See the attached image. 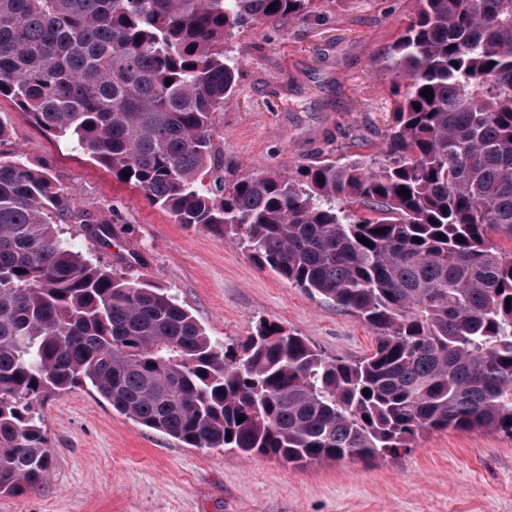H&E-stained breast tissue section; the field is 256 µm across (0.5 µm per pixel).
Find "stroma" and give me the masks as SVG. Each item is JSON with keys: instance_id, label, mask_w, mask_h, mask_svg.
Masks as SVG:
<instances>
[{"instance_id": "35a3bbf8", "label": "stroma", "mask_w": 512, "mask_h": 512, "mask_svg": "<svg viewBox=\"0 0 512 512\" xmlns=\"http://www.w3.org/2000/svg\"><path fill=\"white\" fill-rule=\"evenodd\" d=\"M413 11L414 0H318L303 22L260 24L232 39L236 92L213 130L225 180L375 150L393 120L388 53ZM0 117L9 149L49 165L85 215L117 213L108 247L77 220L59 221L91 262L167 289L228 342L266 320L335 358L374 350L369 325L259 269L242 244L177 223L9 100H0ZM36 413L52 467L38 488L0 496V512H512V438L490 429L426 431L408 450L371 462L299 465L183 447L83 385Z\"/></svg>"}]
</instances>
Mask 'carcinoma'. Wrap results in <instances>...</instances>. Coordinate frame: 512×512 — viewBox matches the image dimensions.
Instances as JSON below:
<instances>
[{"label": "carcinoma", "mask_w": 512, "mask_h": 512, "mask_svg": "<svg viewBox=\"0 0 512 512\" xmlns=\"http://www.w3.org/2000/svg\"><path fill=\"white\" fill-rule=\"evenodd\" d=\"M315 2L0 0V99L379 333L355 362L271 321L240 342L208 335L168 291L57 233L70 216L105 243L109 220L5 150L0 118V495L44 482L33 404L78 384L187 448L288 463L373 461L438 429L512 436V0H416L376 152L227 184L211 157L238 76L228 42Z\"/></svg>", "instance_id": "cac0c4a2"}]
</instances>
